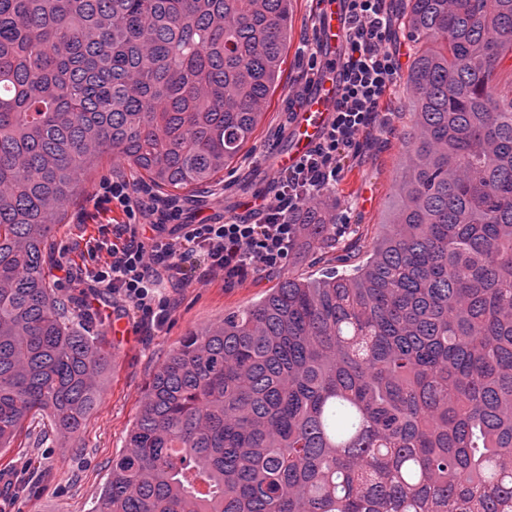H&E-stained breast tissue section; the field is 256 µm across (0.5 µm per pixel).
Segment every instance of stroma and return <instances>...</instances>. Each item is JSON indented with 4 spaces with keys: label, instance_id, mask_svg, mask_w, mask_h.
Here are the masks:
<instances>
[{
    "label": "stroma",
    "instance_id": "obj_1",
    "mask_svg": "<svg viewBox=\"0 0 512 512\" xmlns=\"http://www.w3.org/2000/svg\"><path fill=\"white\" fill-rule=\"evenodd\" d=\"M317 0H291V38L284 54L282 76L270 94L264 116L252 140L235 159L231 173L217 183L190 192L167 195L143 186L136 168L103 158L84 176L76 200L68 207L47 243V265L68 264L75 276L58 284L82 331L96 337L109 350L112 360L105 372L100 405L86 420L76 447L63 448L47 438L34 447L27 431H20L10 448L0 451V466L10 480L0 490V507L6 512H93L106 482L112 461L122 453L127 434L139 411L146 383L166 356L192 331L220 322L228 313L243 310L274 287L278 273H257L228 287L221 275L208 283L167 289L171 312L161 327L134 320L128 306L105 292L91 295L81 274L90 266V242L99 238L104 224H121L118 209L97 207L95 194L101 181L120 177L155 208L153 220L169 221L179 213L180 223L220 222L228 216H250L247 200L271 191L277 167L275 154L288 143L295 93L305 92V61L300 57L303 40L317 36ZM382 113L391 114L390 126L374 123L360 138V150L347 163L340 182L329 192L337 215L361 225L366 238L381 231L395 205V189L404 161L403 129L411 114L403 86H395L384 100ZM120 319L127 335L112 333L113 320Z\"/></svg>",
    "mask_w": 512,
    "mask_h": 512
}]
</instances>
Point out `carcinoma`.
<instances>
[{
  "label": "carcinoma",
  "mask_w": 512,
  "mask_h": 512,
  "mask_svg": "<svg viewBox=\"0 0 512 512\" xmlns=\"http://www.w3.org/2000/svg\"><path fill=\"white\" fill-rule=\"evenodd\" d=\"M416 51L380 237L303 208L288 275L152 375L95 512H512V0H404ZM290 0H0V448L76 440L111 354L45 249L105 154L211 183L280 80Z\"/></svg>",
  "instance_id": "1"
}]
</instances>
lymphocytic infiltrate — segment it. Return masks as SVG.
<instances>
[{"label": "lymphocytic infiltrate", "instance_id": "f902f5d3", "mask_svg": "<svg viewBox=\"0 0 512 512\" xmlns=\"http://www.w3.org/2000/svg\"><path fill=\"white\" fill-rule=\"evenodd\" d=\"M348 27L340 59L344 87L320 142L288 170L278 172L271 194L256 207L258 221L229 218L218 224L151 223V206L125 181H104L96 194L127 217L112 235L95 244L108 259L86 268L89 288L122 297L140 322L161 325L170 301L166 286L186 283L187 271L204 283L223 274L227 284L254 272L282 269L298 233L296 216L309 202L340 181L346 161L356 153L360 135L374 122L394 85L399 63L391 47V0H346Z\"/></svg>", "mask_w": 512, "mask_h": 512}]
</instances>
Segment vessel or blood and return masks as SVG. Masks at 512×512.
Returning a JSON list of instances; mask_svg holds the SVG:
<instances>
[{
	"label": "vessel or blood",
	"instance_id": "1",
	"mask_svg": "<svg viewBox=\"0 0 512 512\" xmlns=\"http://www.w3.org/2000/svg\"><path fill=\"white\" fill-rule=\"evenodd\" d=\"M345 0H325L320 22V42L325 64L302 108L295 112L288 148L277 155L278 167L293 166L319 141L340 97L339 51L345 39Z\"/></svg>",
	"mask_w": 512,
	"mask_h": 512
}]
</instances>
